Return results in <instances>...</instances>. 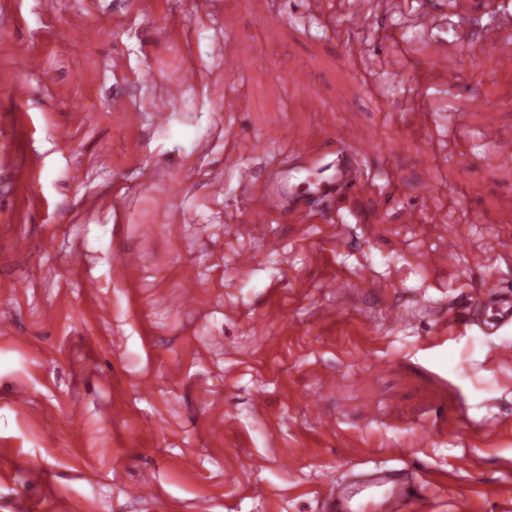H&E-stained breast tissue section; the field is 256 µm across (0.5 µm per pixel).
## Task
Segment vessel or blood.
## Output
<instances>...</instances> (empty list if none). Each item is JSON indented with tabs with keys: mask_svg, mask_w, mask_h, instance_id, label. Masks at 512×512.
Returning a JSON list of instances; mask_svg holds the SVG:
<instances>
[{
	"mask_svg": "<svg viewBox=\"0 0 512 512\" xmlns=\"http://www.w3.org/2000/svg\"><path fill=\"white\" fill-rule=\"evenodd\" d=\"M480 8H493L499 24L485 27L479 38L484 54H492L501 46L499 26L512 22V0H479ZM336 174L327 181L308 184L304 193L288 198L277 188L261 191L260 202L252 211V223L264 224L269 213L288 209L295 221L308 222L310 210L307 196L331 197L351 188L357 180L358 170L354 156L344 143L336 145ZM365 483L352 484L339 481L325 493L323 501L327 512H405L410 503L422 497L423 482L409 476L406 469L373 465L364 471Z\"/></svg>",
	"mask_w": 512,
	"mask_h": 512,
	"instance_id": "b4317fda",
	"label": "vessel or blood"
}]
</instances>
